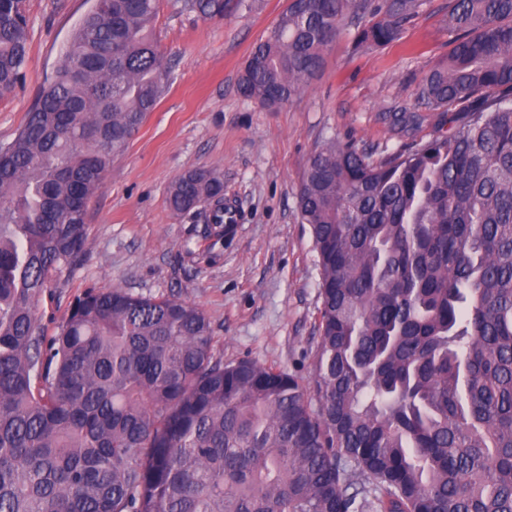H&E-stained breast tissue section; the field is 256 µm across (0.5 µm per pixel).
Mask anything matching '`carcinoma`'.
I'll list each match as a JSON object with an SVG mask.
<instances>
[{
	"label": "carcinoma",
	"mask_w": 512,
	"mask_h": 512,
	"mask_svg": "<svg viewBox=\"0 0 512 512\" xmlns=\"http://www.w3.org/2000/svg\"><path fill=\"white\" fill-rule=\"evenodd\" d=\"M160 0H94L0 146V512H512V0H449L448 63L417 99L448 132L378 158L332 140L298 194L318 270L312 388L224 363L178 297L87 289L46 337L47 282L82 255L89 200L152 111ZM229 0H183L223 19ZM423 0H289L243 97L292 102L345 19L401 38ZM25 0L0 3V95L24 77ZM172 211L224 182L190 170Z\"/></svg>",
	"instance_id": "obj_1"
}]
</instances>
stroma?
Wrapping results in <instances>:
<instances>
[{
    "label": "stroma",
    "instance_id": "obj_1",
    "mask_svg": "<svg viewBox=\"0 0 512 512\" xmlns=\"http://www.w3.org/2000/svg\"><path fill=\"white\" fill-rule=\"evenodd\" d=\"M448 0H426L401 40L368 49L345 23L321 74L289 105L267 108L243 97L238 80L253 45L289 0H247L224 19L160 0L154 23L171 62L168 86L114 159L91 199L82 256L51 280L37 313L53 333L87 288L119 286L146 296H175L201 308L225 362L250 360L314 376L318 271L297 196L310 155L329 140L395 152L448 129L447 115L423 110L417 88L452 48L444 29ZM92 0H26L25 77L0 96V144L10 142ZM417 113L420 124L396 115ZM195 169L215 170L241 214L225 242L202 238L208 209L174 214L171 182Z\"/></svg>",
    "mask_w": 512,
    "mask_h": 512
}]
</instances>
